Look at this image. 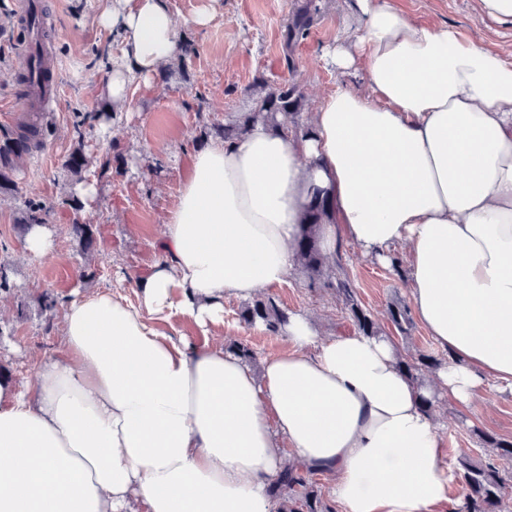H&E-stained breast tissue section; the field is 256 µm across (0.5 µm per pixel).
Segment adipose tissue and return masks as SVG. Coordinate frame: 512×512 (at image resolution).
<instances>
[{
	"instance_id": "ef3b65f1",
	"label": "adipose tissue",
	"mask_w": 512,
	"mask_h": 512,
	"mask_svg": "<svg viewBox=\"0 0 512 512\" xmlns=\"http://www.w3.org/2000/svg\"><path fill=\"white\" fill-rule=\"evenodd\" d=\"M329 63L361 86L325 97L303 138L256 125L194 153L164 224L162 259L135 300L67 302L34 384L0 379V512H277L285 463L333 475L343 512H436L452 473L423 398L463 407L512 390V60L387 0H358ZM120 44L106 70L115 111L177 49L167 0H112L98 17ZM339 240L388 259L406 246L413 312L450 358L412 381L392 341L320 335L306 314L261 371L199 328L224 301L287 283L313 195Z\"/></svg>"
}]
</instances>
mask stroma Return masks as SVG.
Here are the masks:
<instances>
[{
    "mask_svg": "<svg viewBox=\"0 0 512 512\" xmlns=\"http://www.w3.org/2000/svg\"><path fill=\"white\" fill-rule=\"evenodd\" d=\"M14 0H0V137L19 119L18 71L24 64L16 51L20 32L15 25ZM422 25L445 26L461 37L483 43L512 59V24L481 20L475 0H388ZM48 12L49 45L54 55V77L60 95L45 132L43 148L17 160L12 191L0 195V263L5 264L10 288L0 291V374L20 382L35 379L37 360L60 347L61 311L40 308L42 295L71 298L89 290L133 297L132 280L147 276L161 260L163 218L173 206L192 155L212 144L205 123H223L242 109L243 92L259 76L297 84L306 98L299 121L309 125V110L339 84L358 85L327 67L324 50L341 40L359 12L356 0H324L321 23L296 50V67L280 61L282 26L293 0H168L180 38L191 40L196 53L184 65H170L154 75L149 85L136 88L131 111L113 113L102 90L103 63L116 53L111 30L97 18L104 0H41ZM209 13L207 26L191 20ZM203 95V113H196V95ZM95 113L93 126L75 131L79 116ZM89 162L74 175L63 166L75 147ZM95 181L98 195L83 216L94 235L85 248L73 234L74 214L68 201L84 181ZM51 207L47 228L53 242L52 258L33 260L25 248L22 213L29 204ZM338 252L357 292L361 308L389 336L405 357L437 353L438 348L417 319L405 331L391 323L392 304L409 305L405 272L379 263L350 242ZM267 294L289 313L315 317L321 334L351 330L352 322L334 290L310 285L301 270ZM245 301H224V317L201 332L188 317L169 321L195 342L220 340L225 350L247 346L256 357L283 348L281 334L254 326L240 317ZM435 419L449 467L460 457L488 461L483 439L492 436L512 442V391H490L462 409L437 398Z\"/></svg>",
    "mask_w": 512,
    "mask_h": 512,
    "instance_id": "obj_1",
    "label": "stroma"
}]
</instances>
